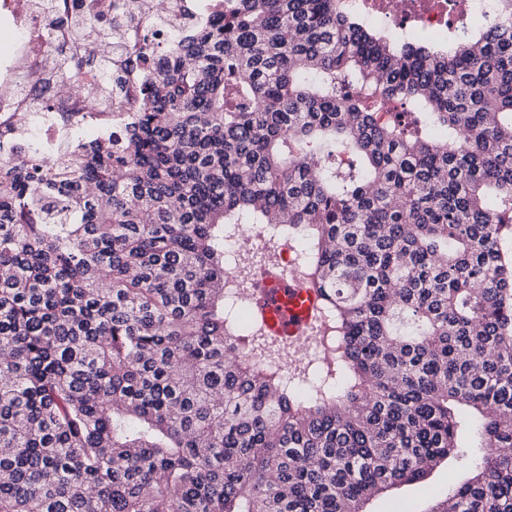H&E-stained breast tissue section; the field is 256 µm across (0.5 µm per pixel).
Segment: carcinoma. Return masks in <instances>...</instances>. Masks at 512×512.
Returning a JSON list of instances; mask_svg holds the SVG:
<instances>
[{
  "label": "carcinoma",
  "mask_w": 512,
  "mask_h": 512,
  "mask_svg": "<svg viewBox=\"0 0 512 512\" xmlns=\"http://www.w3.org/2000/svg\"><path fill=\"white\" fill-rule=\"evenodd\" d=\"M90 42L146 6L64 16ZM117 141L46 164L0 145V512H369L453 459L426 512H512V0L448 41L397 43L342 0H224L149 44ZM389 118L381 122L378 113ZM299 241L323 351L300 371L241 288ZM268 244L255 224H236L231 234L225 235V258L239 257L242 250L259 252Z\"/></svg>",
  "instance_id": "carcinoma-1"
}]
</instances>
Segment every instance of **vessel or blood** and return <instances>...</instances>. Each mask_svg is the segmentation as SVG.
<instances>
[{
    "instance_id": "vessel-or-blood-1",
    "label": "vessel or blood",
    "mask_w": 512,
    "mask_h": 512,
    "mask_svg": "<svg viewBox=\"0 0 512 512\" xmlns=\"http://www.w3.org/2000/svg\"><path fill=\"white\" fill-rule=\"evenodd\" d=\"M319 295L307 281L263 270L250 298L254 315L261 319L269 335L289 343L310 339Z\"/></svg>"
}]
</instances>
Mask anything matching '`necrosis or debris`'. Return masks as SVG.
Wrapping results in <instances>:
<instances>
[{"label":"necrosis or debris","mask_w":512,"mask_h":512,"mask_svg":"<svg viewBox=\"0 0 512 512\" xmlns=\"http://www.w3.org/2000/svg\"><path fill=\"white\" fill-rule=\"evenodd\" d=\"M365 22L385 36L407 42L417 31L444 34L449 23L461 18L480 19L495 10V0H405L400 15H393L388 0H360ZM222 0H170L174 22L150 31L126 27L121 35L125 48H141L145 43L172 45L190 32L189 22L208 21ZM47 12L36 0H0V23L13 29L8 54H0V135L26 134L38 140L44 160L54 162L70 150L72 143L92 131L96 137L120 139L126 125L139 109V89L148 75H129L128 91L114 106L82 93L58 94L49 80V62L54 49L65 48L70 35L66 27L55 30L53 42H46ZM25 60V67L8 64V56ZM43 100L35 108V100Z\"/></svg>","instance_id":"1"}]
</instances>
